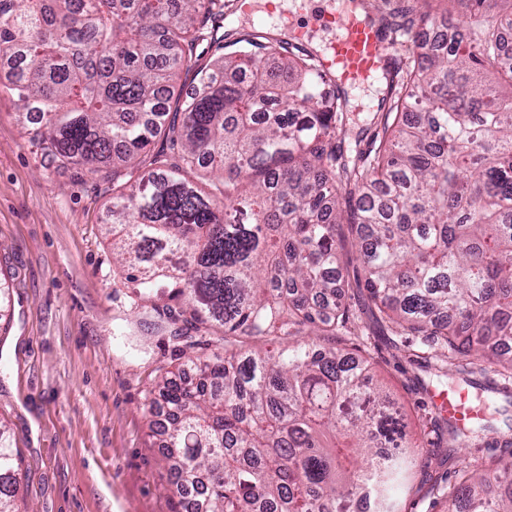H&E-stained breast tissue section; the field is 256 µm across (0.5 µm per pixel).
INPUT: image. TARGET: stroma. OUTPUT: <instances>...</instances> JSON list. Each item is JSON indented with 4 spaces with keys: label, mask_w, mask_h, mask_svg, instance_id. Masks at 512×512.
I'll use <instances>...</instances> for the list:
<instances>
[{
    "label": "stroma",
    "mask_w": 512,
    "mask_h": 512,
    "mask_svg": "<svg viewBox=\"0 0 512 512\" xmlns=\"http://www.w3.org/2000/svg\"><path fill=\"white\" fill-rule=\"evenodd\" d=\"M0 96V424L28 481V512H176L161 426L144 403L192 335L121 287L103 224L111 184L62 165ZM367 352L411 418L428 414L420 369L398 338L367 330Z\"/></svg>",
    "instance_id": "35a3bbf8"
}]
</instances>
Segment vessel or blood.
I'll use <instances>...</instances> for the list:
<instances>
[{"label":"vessel or blood","mask_w":512,"mask_h":512,"mask_svg":"<svg viewBox=\"0 0 512 512\" xmlns=\"http://www.w3.org/2000/svg\"><path fill=\"white\" fill-rule=\"evenodd\" d=\"M321 26L335 29L336 38L327 52L319 54V69L346 90L357 88L375 74L386 71L390 44L384 31L370 19L360 18L352 0H335L316 16ZM428 399L458 424H465L476 412L469 404L467 391L429 393Z\"/></svg>","instance_id":"vessel-or-blood-1"}]
</instances>
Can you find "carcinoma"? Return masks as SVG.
Instances as JSON below:
<instances>
[{"instance_id": "cac0c4a2", "label": "carcinoma", "mask_w": 512, "mask_h": 512, "mask_svg": "<svg viewBox=\"0 0 512 512\" xmlns=\"http://www.w3.org/2000/svg\"><path fill=\"white\" fill-rule=\"evenodd\" d=\"M452 2L454 46L417 42L381 132L345 150L348 99L316 52L224 31V0H0V94L49 155L112 181L122 284L211 351L157 389L182 512L197 491L201 512H398L420 444L347 352L361 286L403 358L512 380V0ZM426 426L471 446L437 411ZM508 470L512 451L462 462L449 512H512ZM21 483L0 426V512Z\"/></svg>"}]
</instances>
